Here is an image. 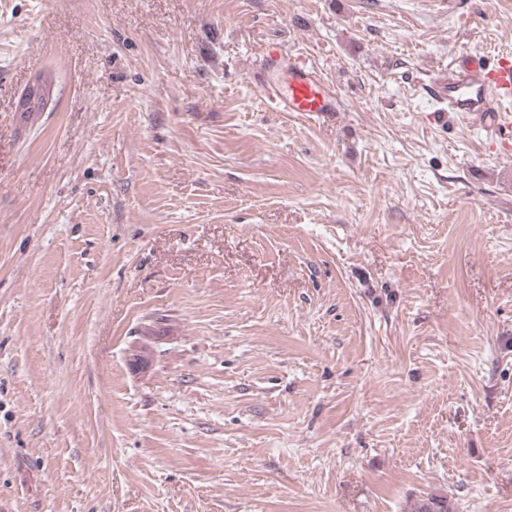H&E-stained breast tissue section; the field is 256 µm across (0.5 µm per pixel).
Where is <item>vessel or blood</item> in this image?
Returning a JSON list of instances; mask_svg holds the SVG:
<instances>
[{"label":"vessel or blood","instance_id":"vessel-or-blood-1","mask_svg":"<svg viewBox=\"0 0 512 512\" xmlns=\"http://www.w3.org/2000/svg\"><path fill=\"white\" fill-rule=\"evenodd\" d=\"M250 78L266 88L277 110L321 113L338 111L336 93L316 69L269 46ZM428 96L442 111L460 112L496 138L502 154H512V55L492 59L465 52L447 70L431 78Z\"/></svg>","mask_w":512,"mask_h":512}]
</instances>
